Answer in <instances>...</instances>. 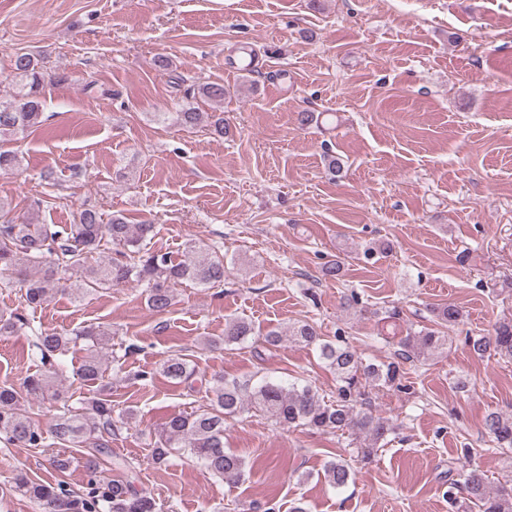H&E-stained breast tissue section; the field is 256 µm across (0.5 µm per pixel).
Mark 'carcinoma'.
I'll use <instances>...</instances> for the list:
<instances>
[{"instance_id": "1", "label": "carcinoma", "mask_w": 512, "mask_h": 512, "mask_svg": "<svg viewBox=\"0 0 512 512\" xmlns=\"http://www.w3.org/2000/svg\"><path fill=\"white\" fill-rule=\"evenodd\" d=\"M16 78L11 98H0V143L16 139L44 123L41 89L44 81V61L33 53H16L13 59ZM226 90L220 83H198L187 89L191 98L222 102ZM163 119L185 126L206 125L217 134L226 133L224 117L213 112H199L184 108L179 112L160 113ZM155 225L149 222L131 224L127 217L117 213L103 220L94 208L81 210L72 224H0V272L15 276L25 288L23 303L27 308L44 304L57 293H67L76 299L106 287L129 282L145 285L147 305L157 314L171 308L177 286L191 282L202 288H214L224 283V257L208 248L189 244L182 258L172 260L166 254L148 248ZM115 247V256L94 265L93 254L102 246ZM435 327L401 334L400 311L393 307L386 311L384 322L391 327L389 336H396L393 358L380 363H365L357 349L342 334L333 340L320 338L315 327L300 322L289 337L306 346H314L322 363L336 376L333 399L326 401L309 384L288 386L272 379L231 381L222 375L204 380L207 406L190 415H172L156 431L151 459L164 465L174 457L196 463L227 484H238L247 471L245 459L224 447V425L245 408L267 416L282 428L304 426L320 431L366 437L369 446L360 448L368 458L376 445L393 432L389 421L373 414L371 394L382 388H404L401 365L416 360H427L448 348V337L439 327L457 323L460 309L448 304L433 310ZM27 322L17 313L0 312V336L24 332ZM109 333L94 326H84L68 334L40 331L33 334L31 350L47 366L43 372L26 376L19 384H0V439L21 448H43L47 439L75 449L72 454L51 459V466L66 472L81 460L92 473L98 471L100 460L112 457V437L136 413L126 409L114 415L112 401L104 397V363L108 360L106 338ZM259 336L271 346L282 340L276 329L266 331L243 318L225 321L224 336L210 339L207 347L218 348L242 344ZM84 343L85 355L77 369L83 385L92 389V395L70 403V396L57 383L53 373L62 366L70 348ZM465 345L478 357L494 356L512 360V318L495 323L488 335L465 337ZM166 378L188 389H195L196 369L183 354H173L161 365ZM48 399L55 404L47 430H42L23 408V402ZM484 429L499 448L512 449V417L490 413L484 419ZM324 477L340 489L354 479L353 466L345 460L333 458L324 466ZM462 480L449 479L447 495L451 503L470 512H512V488L489 491L484 471L474 468L460 474ZM16 487L37 502L44 512H156L152 498L140 492L135 485V474L92 487L84 497L67 490L62 483H45L24 475L15 478ZM463 497H458L457 493Z\"/></svg>"}]
</instances>
